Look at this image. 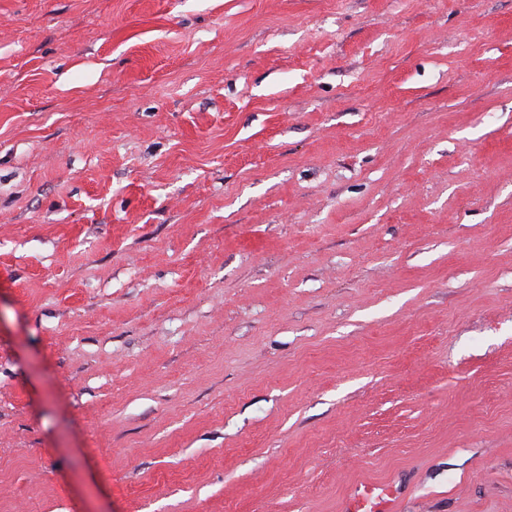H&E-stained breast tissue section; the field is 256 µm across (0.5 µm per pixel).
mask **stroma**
<instances>
[{"instance_id":"1","label":"stroma","mask_w":512,"mask_h":512,"mask_svg":"<svg viewBox=\"0 0 512 512\" xmlns=\"http://www.w3.org/2000/svg\"><path fill=\"white\" fill-rule=\"evenodd\" d=\"M512 512V0H0V512ZM404 490L388 480L385 483L361 482L344 500L343 512H399Z\"/></svg>"}]
</instances>
